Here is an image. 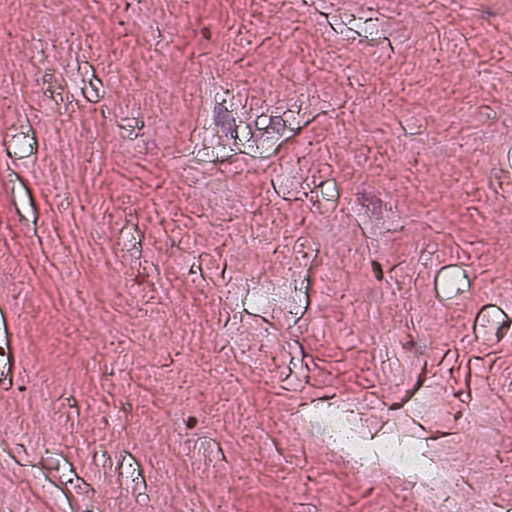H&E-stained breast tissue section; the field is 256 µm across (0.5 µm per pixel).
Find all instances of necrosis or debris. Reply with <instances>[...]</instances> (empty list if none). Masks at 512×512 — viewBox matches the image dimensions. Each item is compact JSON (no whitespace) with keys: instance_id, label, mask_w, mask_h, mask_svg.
<instances>
[{"instance_id":"necrosis-or-debris-1","label":"necrosis or debris","mask_w":512,"mask_h":512,"mask_svg":"<svg viewBox=\"0 0 512 512\" xmlns=\"http://www.w3.org/2000/svg\"><path fill=\"white\" fill-rule=\"evenodd\" d=\"M301 419L308 426L321 428L330 445L352 459L358 469L369 471L383 462L391 465L405 484L418 491L420 499L436 503L435 512H499L500 505L496 502L482 503L453 493L437 495L438 477L420 435L407 437L391 432L370 435L359 422L357 407L341 400L312 403Z\"/></svg>"}]
</instances>
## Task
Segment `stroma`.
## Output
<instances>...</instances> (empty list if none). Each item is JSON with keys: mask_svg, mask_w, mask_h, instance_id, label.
<instances>
[{"mask_svg": "<svg viewBox=\"0 0 512 512\" xmlns=\"http://www.w3.org/2000/svg\"><path fill=\"white\" fill-rule=\"evenodd\" d=\"M364 7L0 0V512H408L293 419L418 391L460 494L512 492V0Z\"/></svg>", "mask_w": 512, "mask_h": 512, "instance_id": "1", "label": "stroma"}]
</instances>
